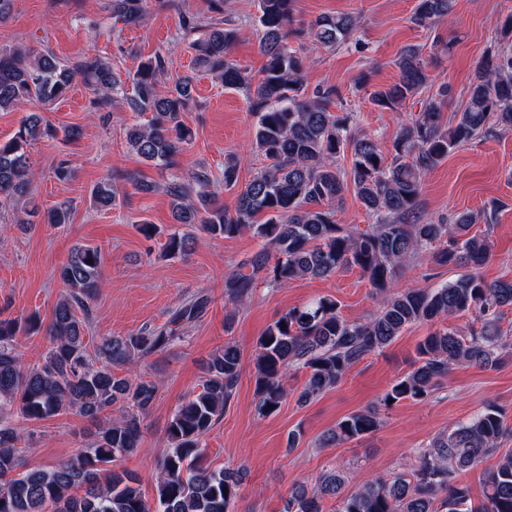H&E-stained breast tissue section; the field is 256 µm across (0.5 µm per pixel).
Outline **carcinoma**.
Segmentation results:
<instances>
[{
	"mask_svg": "<svg viewBox=\"0 0 512 512\" xmlns=\"http://www.w3.org/2000/svg\"><path fill=\"white\" fill-rule=\"evenodd\" d=\"M296 0H258L255 24L262 32V76L253 80L248 67L231 56L242 33L237 28H208L200 17H181L183 35L192 38L199 66L224 87L242 90L254 117L251 147L263 166L239 186L241 160L224 159V189L240 188L233 208L217 202L211 177L201 168L189 177L172 176L165 186L171 212L179 224L199 225L211 238H234L245 231L263 249L224 276V304L245 305L259 282L284 284L319 280L343 268H356L379 298L378 308L362 321H350L330 296L288 309L258 338L255 392L258 414L277 412L288 398L285 380L293 370L307 372L298 395L306 404L335 388L368 356L383 351L414 324L433 326L416 346L414 368L397 377L381 400L425 401L457 364L494 368L503 359V308L512 307V280L486 281L482 267L492 258L489 234H472L480 222L493 223V211L459 212L448 221L421 211L424 177L454 149L494 128L512 129V16L495 26L493 44L479 62L462 111L446 119L441 106L452 96L443 83L430 91L424 47L404 46L394 61L397 80L369 93L371 104L400 112L406 102L420 104L402 121L391 149L378 137L355 128L349 112L331 110L333 86L308 91L311 59L291 45L307 39L314 47L334 48L352 40L360 26L352 13L323 15L299 23ZM451 0H417L411 22L433 29L446 20ZM143 0H112L110 17L140 20ZM170 53L158 52L140 62L132 75L130 108L150 115L127 132V144L143 161L171 168L191 143L185 115L195 106L193 77L161 85ZM96 95L101 107L126 92L110 62L84 56L63 62L53 52L0 47V111L37 99L52 104L65 98L76 81ZM58 130L38 113L30 114L15 135L0 140V214L29 197L35 170L26 148L54 139ZM351 159H346V153ZM352 193L374 219L362 231L336 223V202ZM118 187L110 178L92 190L93 205H116ZM49 224H68L71 210H47ZM197 238L178 227L166 234L164 252H190ZM428 259L438 266L464 269L454 281L423 291L398 288L396 278L408 262ZM101 250L79 244L58 269L67 293L51 320L37 315L0 316V512H237L243 472L214 470L204 464L206 438L236 389L242 371L237 345L224 343L207 361L202 390L189 396L171 415L166 442L157 460V494L143 496L135 474L118 461L142 445V422L159 395L153 377L133 373L139 362L163 355L191 322L205 313L209 297L196 295L174 310L167 322L125 336L87 339L90 303L102 285ZM475 314L478 332L438 328L457 315ZM44 333L49 347L42 363L25 365L21 337ZM123 374H118V371ZM75 414L97 425L95 438L75 458L49 469H28L21 453L16 419L41 421ZM383 424L379 408L355 411L322 439L328 447L376 432ZM512 438L502 416L487 409L436 435L413 452L405 470L386 479L336 467L314 485L291 487L284 512H326L324 500L336 499L334 512H512V452L499 453ZM483 470V497L476 501L458 474Z\"/></svg>",
	"mask_w": 512,
	"mask_h": 512,
	"instance_id": "1",
	"label": "carcinoma"
}]
</instances>
